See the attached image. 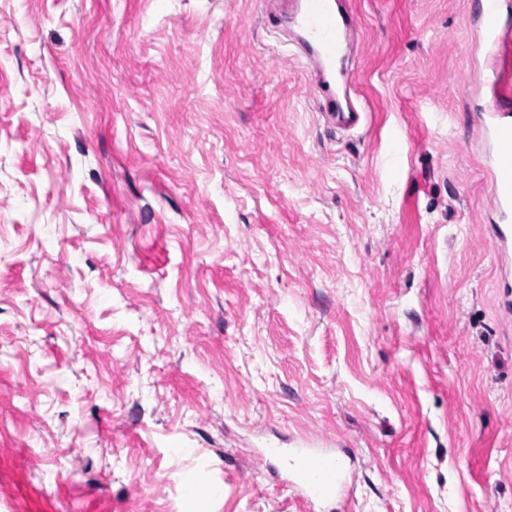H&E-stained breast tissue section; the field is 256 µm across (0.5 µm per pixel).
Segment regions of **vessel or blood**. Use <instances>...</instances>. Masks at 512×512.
<instances>
[{
	"instance_id": "1",
	"label": "vessel or blood",
	"mask_w": 512,
	"mask_h": 512,
	"mask_svg": "<svg viewBox=\"0 0 512 512\" xmlns=\"http://www.w3.org/2000/svg\"><path fill=\"white\" fill-rule=\"evenodd\" d=\"M288 17L293 43L312 66L316 89L323 99L321 110L336 127L352 130L365 114L351 95L353 80L342 69L357 43V18L349 0H296ZM481 42L493 63L487 85L496 102L494 109L479 113L478 128L488 145L491 208L495 222L488 240L504 259L512 258V0H479L477 11ZM290 476L301 499L315 504L332 498L345 472L334 451L295 448L291 451Z\"/></svg>"
}]
</instances>
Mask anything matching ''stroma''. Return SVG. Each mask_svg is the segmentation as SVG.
Listing matches in <instances>:
<instances>
[{
	"label": "stroma",
	"instance_id": "1",
	"mask_svg": "<svg viewBox=\"0 0 512 512\" xmlns=\"http://www.w3.org/2000/svg\"><path fill=\"white\" fill-rule=\"evenodd\" d=\"M350 6L342 131L273 0H0V512H512L474 0ZM290 476L301 491L303 502L314 505L336 494L345 471L336 452L326 448H292Z\"/></svg>",
	"mask_w": 512,
	"mask_h": 512
}]
</instances>
